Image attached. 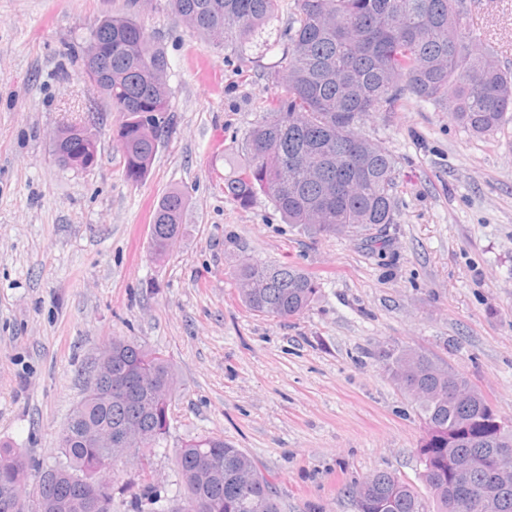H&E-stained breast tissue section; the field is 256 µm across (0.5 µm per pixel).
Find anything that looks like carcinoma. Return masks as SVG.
Here are the masks:
<instances>
[{"label": "carcinoma", "instance_id": "carcinoma-1", "mask_svg": "<svg viewBox=\"0 0 512 512\" xmlns=\"http://www.w3.org/2000/svg\"><path fill=\"white\" fill-rule=\"evenodd\" d=\"M177 20L207 46L241 52L278 15L280 0H170ZM295 27L271 79L281 88L264 102L249 132L244 160L224 181V194L249 206L265 195L286 223L316 237L351 233L382 249L397 220L396 161L361 133L374 112H391L408 98L429 102L478 137L512 121V72L504 70L467 22L464 0H297ZM105 50L94 79L100 97L121 117L117 142L126 177L143 181L173 118L167 56L130 16H108L86 45ZM89 152L70 153L75 139ZM54 151L71 169L88 170L98 158L89 124L60 127ZM187 198L163 195L155 210L150 250L161 260L183 233ZM231 276L238 300L250 311L287 319L319 297V277L288 262L268 263L241 252ZM392 379L416 401L427 420L418 454L429 498L385 472L367 476L352 491L355 512H448V500L466 493L453 459L470 458L467 484L512 482V460L490 450L512 445V426L470 382L410 347L378 351ZM95 373L101 385L76 406L59 433L65 462L43 470L18 448L0 445V512H112L117 462L142 459L166 433L177 376L160 352L112 337ZM121 428L125 445L107 436ZM174 463L186 495L167 512H279L271 482L255 460L221 436L186 441Z\"/></svg>", "mask_w": 512, "mask_h": 512}]
</instances>
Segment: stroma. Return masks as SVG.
I'll list each match as a JSON object with an SVG mask.
<instances>
[{"instance_id": "1", "label": "stroma", "mask_w": 512, "mask_h": 512, "mask_svg": "<svg viewBox=\"0 0 512 512\" xmlns=\"http://www.w3.org/2000/svg\"><path fill=\"white\" fill-rule=\"evenodd\" d=\"M471 25L512 69V0H466ZM297 0L246 53L214 49L169 0H0V444L44 468L84 396L102 347L121 336L162 352L179 388L160 444L114 474L112 512H135L144 484L181 489L173 453L223 436L258 464L281 512H355L351 490L386 471L424 490L425 417L377 361L408 346L462 374L512 422V122L479 138L409 100L363 134L397 161L389 245L312 238L264 195L224 193L281 55ZM132 16L165 50L174 111L146 179L127 180L119 116L90 94L68 48L108 16ZM95 114L99 159L59 168L52 134ZM188 199L166 260L149 249L169 190ZM322 280L317 301L279 320L246 309L235 247Z\"/></svg>"}]
</instances>
